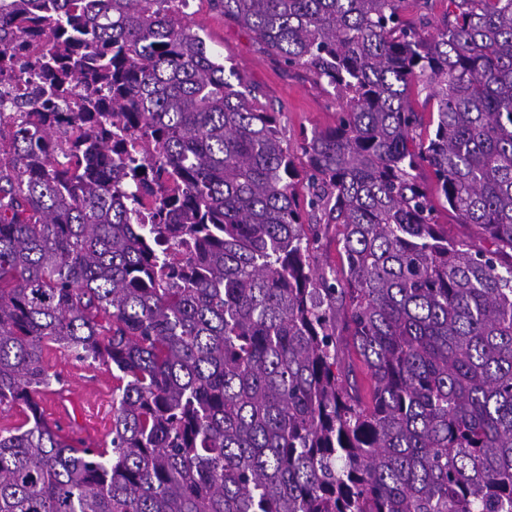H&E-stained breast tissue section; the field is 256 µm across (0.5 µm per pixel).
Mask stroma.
<instances>
[{
    "mask_svg": "<svg viewBox=\"0 0 512 512\" xmlns=\"http://www.w3.org/2000/svg\"><path fill=\"white\" fill-rule=\"evenodd\" d=\"M190 13L197 31L223 57L225 66L234 67L262 88L264 104L279 115L278 129L297 169L306 171L299 144L305 134L336 126L340 118L337 101L303 72L288 70L279 58L263 52L254 35L225 16L213 0H193ZM43 361L50 371L71 373L77 385L72 400L61 403L55 397H45L44 413L64 412L92 429L110 433L116 386L111 371L102 365L76 361L50 342L45 345Z\"/></svg>",
    "mask_w": 512,
    "mask_h": 512,
    "instance_id": "35a3bbf8",
    "label": "stroma"
}]
</instances>
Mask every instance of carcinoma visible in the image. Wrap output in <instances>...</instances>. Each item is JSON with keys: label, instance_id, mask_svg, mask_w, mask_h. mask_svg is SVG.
Returning a JSON list of instances; mask_svg holds the SVG:
<instances>
[{"label": "carcinoma", "instance_id": "carcinoma-1", "mask_svg": "<svg viewBox=\"0 0 512 512\" xmlns=\"http://www.w3.org/2000/svg\"><path fill=\"white\" fill-rule=\"evenodd\" d=\"M186 2L0 9V84L24 31L52 103L0 108V512H512V0H448L429 36L405 0H214L336 93L300 143L313 224ZM47 342L112 371L108 444L45 420ZM421 181L427 186L429 191L433 193V200L438 211V222L443 224V228H448V235L454 237H463L468 235L469 229L467 226L458 224L454 215L448 213L447 204L443 205V201L438 199L434 193V176L427 167H423L419 171ZM339 249L336 229L332 227L321 239L320 265L338 269L341 263Z\"/></svg>", "mask_w": 512, "mask_h": 512}]
</instances>
